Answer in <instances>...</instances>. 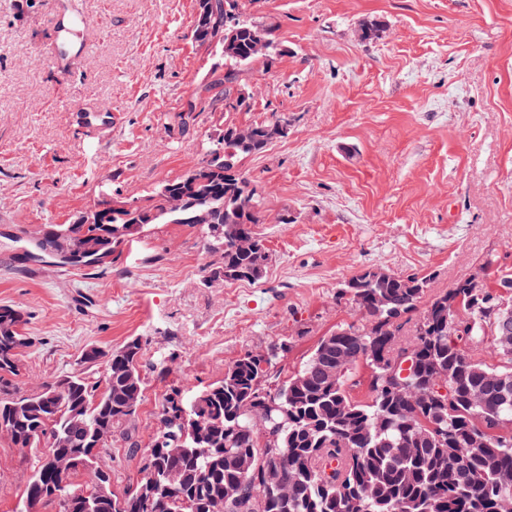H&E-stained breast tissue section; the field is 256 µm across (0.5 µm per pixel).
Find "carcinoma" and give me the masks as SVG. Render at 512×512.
Listing matches in <instances>:
<instances>
[{
	"instance_id": "cac0c4a2",
	"label": "carcinoma",
	"mask_w": 512,
	"mask_h": 512,
	"mask_svg": "<svg viewBox=\"0 0 512 512\" xmlns=\"http://www.w3.org/2000/svg\"><path fill=\"white\" fill-rule=\"evenodd\" d=\"M258 0H196L192 39L215 49L224 70L209 85L208 105L252 110L236 93L250 66L268 62L282 46L278 28L253 19L238 42H224V17ZM273 112L249 126V144L235 124L185 174L136 206L101 198L73 221L51 227L32 248L53 257L79 258L95 269L89 250L114 252L151 224H189L172 198L186 194L209 212L206 248L218 251L224 282L263 278L271 255L256 232L263 223L257 189L239 163L267 150ZM430 276L366 269L338 284L356 320L322 336L298 369L274 365L290 351L284 341L245 352L224 376L192 395L171 386L163 395L136 482L119 492L108 459L120 442L131 459L140 443L136 423L144 398V348L138 338L108 352L86 349L81 365L104 366L93 380L83 370L21 393L11 380L26 313L0 304V421L12 447L32 457L15 512H214L224 492L238 502L224 512H508L512 508V350L502 348L500 321L512 318V274L477 288L461 280L427 297ZM410 352L413 373L399 395L380 388L386 372L375 359ZM499 356L489 366L483 354ZM367 385L358 400L355 388ZM40 448L44 453H37ZM280 456L288 487L265 484L267 456ZM151 484L144 504L139 491ZM123 499L122 510L114 503Z\"/></svg>"
}]
</instances>
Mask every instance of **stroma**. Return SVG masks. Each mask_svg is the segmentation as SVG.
Segmentation results:
<instances>
[{"label": "stroma", "instance_id": "stroma-1", "mask_svg": "<svg viewBox=\"0 0 512 512\" xmlns=\"http://www.w3.org/2000/svg\"><path fill=\"white\" fill-rule=\"evenodd\" d=\"M194 6L0 0V304L24 309L32 340L14 381L32 390L88 346L139 337L144 443L169 385L193 392L284 339L279 366L298 368L352 321L336 287L364 269L429 274L433 295L512 273V0H257L248 16L277 24L285 51L244 71L252 111L208 109L182 130L174 113L221 64L191 39ZM371 22L378 37L357 41ZM272 111L287 136L242 165L264 199L260 281L211 280L222 255L200 224L150 225L89 271L27 257L98 194L144 195L201 162L225 123ZM27 476L0 435V512Z\"/></svg>", "mask_w": 512, "mask_h": 512}]
</instances>
